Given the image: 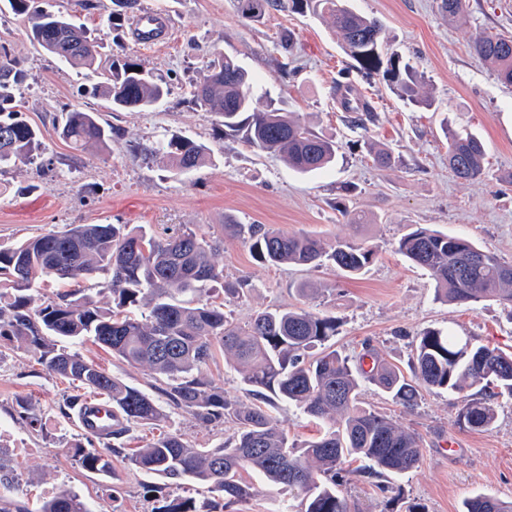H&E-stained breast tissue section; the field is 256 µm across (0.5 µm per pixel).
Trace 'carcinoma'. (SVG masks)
<instances>
[{"label": "carcinoma", "instance_id": "cac0c4a2", "mask_svg": "<svg viewBox=\"0 0 512 512\" xmlns=\"http://www.w3.org/2000/svg\"><path fill=\"white\" fill-rule=\"evenodd\" d=\"M10 10L26 18L33 41L73 67H91L100 46L77 16L44 8L39 0H6ZM280 7L294 14L308 11L342 39V46L359 72L383 74L417 106L432 101L420 93L414 66L384 57L383 25L374 17L352 10L346 0H238L248 22L261 20ZM473 54L494 66L497 78L512 85V37L479 36ZM139 63L129 60L112 67L109 77L93 92L111 101L113 109L145 111L161 104L169 89ZM25 71L0 52V169L12 164L43 162L45 146L38 127L17 110L16 93ZM353 84L336 81V100L349 123L369 133L376 107L366 98L353 99ZM254 79L235 60L213 59L205 66L194 98L220 119L224 137L282 156L297 172L306 174L336 162V143L316 135L290 113L268 106L253 107ZM62 138L75 148L106 147L112 131L93 114L62 109ZM448 167L462 180L485 174L486 150L472 133H447ZM162 157L175 176L186 175L206 161V148L184 136H173L144 151ZM248 246L262 264L311 267L329 263L348 277L362 273L374 251L345 238L327 242L313 235H287L261 224L224 225ZM213 244L191 228L156 235L127 224H67L8 248H0V340L38 354V362L55 376L80 383L87 392L112 404V442L84 433L86 442L72 446L73 457L85 470L107 475L112 456L121 454L123 439L134 425H154L166 411L150 394L112 377L54 340L72 342L86 337L112 354L150 373L166 378L162 390L168 406L205 423L231 420L234 438L212 448H194L178 433L158 435L128 457L130 464L172 480L193 479L222 494L221 508L250 495L242 471L251 469L269 482L303 493L296 512H350L337 492L344 478L406 473L421 457L419 436L387 416L359 404L364 384H374L401 404L412 407L427 387L462 395L459 420L476 431L495 421L493 400L512 398V354L495 347L474 345L451 333L427 330L416 338L411 376L380 357L374 348L343 356L325 346L336 335V320L304 308L267 309L245 326L224 313V305L201 298L209 281L224 278L211 261ZM396 250L427 270L435 281L437 298L444 301L496 300L512 309V265L465 238L417 226L403 235ZM108 279L112 306L103 309L79 288L38 296L43 283ZM227 356L249 387L253 401L241 402L200 374L215 350ZM476 388L481 399L463 393ZM281 400L299 406L323 425V431L303 444L288 435L270 412ZM361 461L355 469L350 463ZM41 512H91L77 494L50 497ZM152 512H203L190 498L159 501ZM462 512H512V501L478 494L463 501Z\"/></svg>", "mask_w": 512, "mask_h": 512}]
</instances>
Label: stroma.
<instances>
[{
    "label": "stroma",
    "instance_id": "35a3bbf8",
    "mask_svg": "<svg viewBox=\"0 0 512 512\" xmlns=\"http://www.w3.org/2000/svg\"><path fill=\"white\" fill-rule=\"evenodd\" d=\"M438 2L349 0L354 10L384 26L385 53L415 63L421 91L433 101L429 108L403 100L382 75L357 71L339 34L311 13L272 10L260 21L246 22L237 0H138L114 25L108 21L112 0H48L52 10L79 16L100 39L99 66L84 69L44 51L28 38L24 18L0 10V46L27 72L17 103L41 130L46 147L42 167L20 163L0 170V245L66 224L142 225L159 234L187 226L219 240L211 258L224 278L208 283L206 295L223 303L238 324L264 309L303 307L335 318L332 342L344 354H358L368 345L403 369L416 337L430 329L511 352L507 308L494 300H438L429 273L395 249L400 237L421 225L472 240L512 264V86L500 83L471 49L480 35H512V0H467L464 15L455 20L440 13ZM146 12L166 16V36L152 45L135 36L136 20ZM285 35L292 38L287 49L280 44ZM220 56L235 59L258 79L257 108L278 102L315 134L336 140V167L301 174L279 156L225 138L214 114L193 96L206 63ZM130 59L169 88L158 108L116 111L106 98L92 95L104 68ZM343 75L377 109L370 132L352 128L338 107L333 88ZM66 104L95 113L111 128L108 149L69 146L60 135ZM450 130L481 137L485 176L470 182L454 177L448 168ZM174 135L203 144L209 162L177 177L162 161L147 163L138 156V148ZM367 136L392 151L393 168L374 166L363 143ZM353 213L365 215L366 224L352 226ZM230 220L327 241L348 238L372 248L375 257L354 279L329 266H265L241 239L225 233ZM305 281L321 285L322 294L301 298L296 288ZM228 286L238 288L239 296L225 299ZM72 349L153 395L165 385L92 341ZM78 391L76 382L49 375L34 353L0 344V458L12 477L0 492L19 497L28 512H39L44 498L63 491L86 498L95 512H152L164 497L216 507L221 497L209 485L148 475L119 456L105 476L76 464L70 446L82 431L58 406ZM420 394L410 410L381 388L363 386L362 406L416 430L422 455L405 474L341 485V497L355 512H408L414 504L422 512H461L463 501L479 493L512 501V398L496 399L491 430L474 431L458 421V395L425 388ZM22 401L34 406L39 430L21 422ZM165 428L198 448L214 447L235 431L232 421L208 424L181 411L170 413ZM300 501L297 492L257 480L251 496L228 512H274Z\"/></svg>",
    "mask_w": 512,
    "mask_h": 512
}]
</instances>
